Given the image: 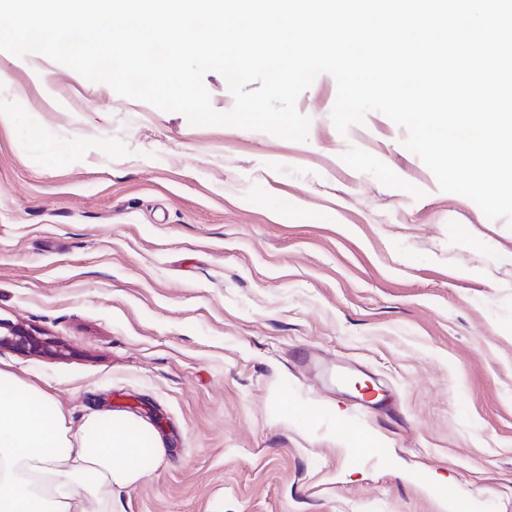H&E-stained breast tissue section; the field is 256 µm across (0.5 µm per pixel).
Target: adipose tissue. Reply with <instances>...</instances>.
<instances>
[{
  "mask_svg": "<svg viewBox=\"0 0 512 512\" xmlns=\"http://www.w3.org/2000/svg\"><path fill=\"white\" fill-rule=\"evenodd\" d=\"M164 445L133 415L90 412L73 424L48 395L0 370V512H86L148 475Z\"/></svg>",
  "mask_w": 512,
  "mask_h": 512,
  "instance_id": "obj_1",
  "label": "adipose tissue"
}]
</instances>
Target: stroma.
I'll return each instance as SVG.
<instances>
[{"label": "stroma", "mask_w": 512, "mask_h": 512, "mask_svg": "<svg viewBox=\"0 0 512 512\" xmlns=\"http://www.w3.org/2000/svg\"><path fill=\"white\" fill-rule=\"evenodd\" d=\"M336 94L295 142L0 51V319L66 347L0 368L165 444L101 512H512V227Z\"/></svg>", "instance_id": "35a3bbf8"}]
</instances>
